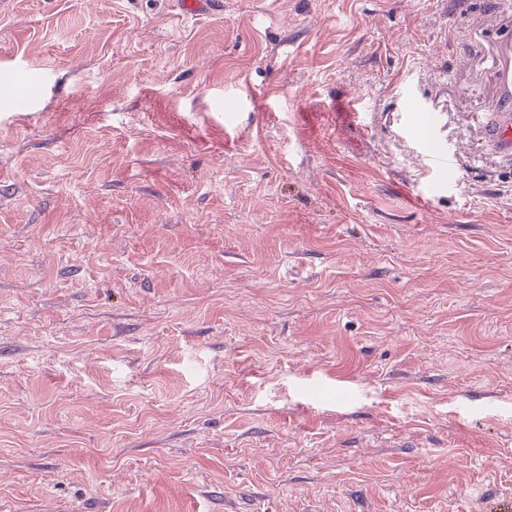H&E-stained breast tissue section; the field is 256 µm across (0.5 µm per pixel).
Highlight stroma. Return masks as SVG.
I'll return each mask as SVG.
<instances>
[{
	"label": "stroma",
	"instance_id": "35a3bbf8",
	"mask_svg": "<svg viewBox=\"0 0 512 512\" xmlns=\"http://www.w3.org/2000/svg\"><path fill=\"white\" fill-rule=\"evenodd\" d=\"M223 2L0 0V512L512 502V0ZM495 98L484 132L493 151L512 161V25L504 24L492 46ZM410 109L417 118L413 131L417 138L425 144L426 160L436 170L441 172L447 171L448 166L453 162V156L448 152V148L444 145L443 141L434 133L438 122V113L431 112L416 104H412Z\"/></svg>",
	"mask_w": 512,
	"mask_h": 512
}]
</instances>
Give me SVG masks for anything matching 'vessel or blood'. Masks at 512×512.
Segmentation results:
<instances>
[{"mask_svg":"<svg viewBox=\"0 0 512 512\" xmlns=\"http://www.w3.org/2000/svg\"><path fill=\"white\" fill-rule=\"evenodd\" d=\"M492 64L495 98L484 132L493 151L512 160V25L506 24L499 29L492 46ZM413 112L417 118L413 131L425 144L426 160L436 170L447 171L453 157L434 133L437 113L419 106L414 107Z\"/></svg>","mask_w":512,"mask_h":512,"instance_id":"1","label":"vessel or blood"}]
</instances>
